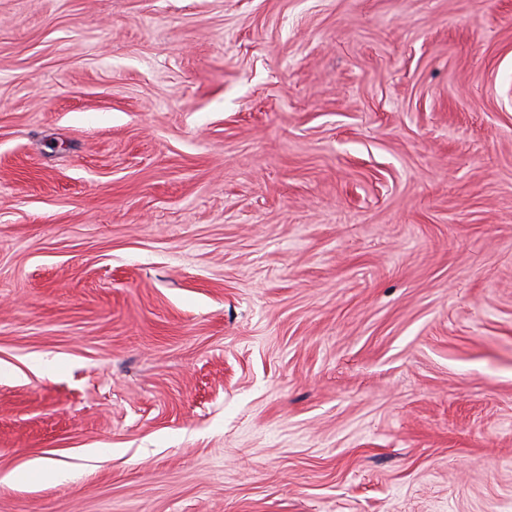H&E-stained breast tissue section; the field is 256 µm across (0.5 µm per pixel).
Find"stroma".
I'll list each match as a JSON object with an SVG mask.
<instances>
[{"label":"stroma","mask_w":512,"mask_h":512,"mask_svg":"<svg viewBox=\"0 0 512 512\" xmlns=\"http://www.w3.org/2000/svg\"><path fill=\"white\" fill-rule=\"evenodd\" d=\"M34 460L0 512H512V0H0Z\"/></svg>","instance_id":"1"}]
</instances>
